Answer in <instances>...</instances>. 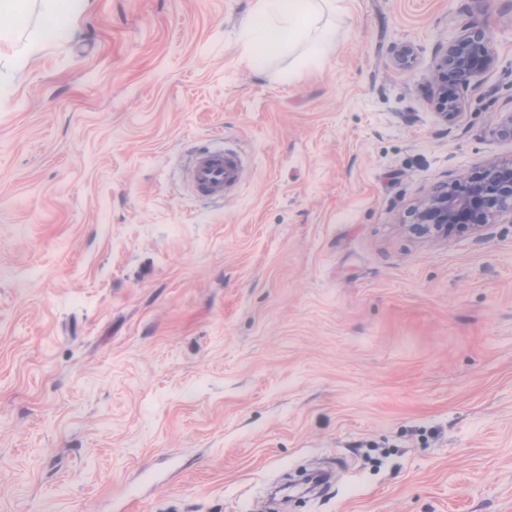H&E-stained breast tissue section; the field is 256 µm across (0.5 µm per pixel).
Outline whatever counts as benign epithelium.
<instances>
[{
	"mask_svg": "<svg viewBox=\"0 0 512 512\" xmlns=\"http://www.w3.org/2000/svg\"><path fill=\"white\" fill-rule=\"evenodd\" d=\"M487 28L475 24L456 34L438 59L433 92L438 117H461L460 92L477 85L496 65ZM501 217L512 223V159L485 164L482 175L454 180L421 200L413 208L414 234L446 238L480 231Z\"/></svg>",
	"mask_w": 512,
	"mask_h": 512,
	"instance_id": "benign-epithelium-1",
	"label": "benign epithelium"
}]
</instances>
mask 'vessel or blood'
<instances>
[{"mask_svg": "<svg viewBox=\"0 0 512 512\" xmlns=\"http://www.w3.org/2000/svg\"><path fill=\"white\" fill-rule=\"evenodd\" d=\"M244 173V157L240 151L223 144H204L191 152L187 180L197 197L215 200L231 195Z\"/></svg>", "mask_w": 512, "mask_h": 512, "instance_id": "b4317fda", "label": "vessel or blood"}]
</instances>
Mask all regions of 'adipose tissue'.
Instances as JSON below:
<instances>
[{
	"mask_svg": "<svg viewBox=\"0 0 512 512\" xmlns=\"http://www.w3.org/2000/svg\"><path fill=\"white\" fill-rule=\"evenodd\" d=\"M350 0H255L244 21L239 61L250 69L263 65L271 52L293 53L307 45L306 67H320L335 50L331 32L322 26L325 11H347ZM40 31L17 54V66L39 54L46 44L64 40L72 23L88 8L89 0H43Z\"/></svg>",
	"mask_w": 512,
	"mask_h": 512,
	"instance_id": "obj_1",
	"label": "adipose tissue"
}]
</instances>
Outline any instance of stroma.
<instances>
[{
	"mask_svg": "<svg viewBox=\"0 0 512 512\" xmlns=\"http://www.w3.org/2000/svg\"><path fill=\"white\" fill-rule=\"evenodd\" d=\"M253 5L90 0L0 57V512H252L317 461L346 476L292 512H512V223L406 229L512 158V0H351L317 75L239 63ZM220 137L244 179L196 198ZM40 31L16 54V65L23 67L30 57L39 54L49 42L62 41L72 33L71 24L88 8L89 0H43ZM496 60L489 31L481 24H473L448 40L436 64L433 84L441 120L461 117L460 91L476 86L495 67ZM244 162L242 153L223 141L221 145H200L190 155L188 184L201 199H224L242 182L246 170Z\"/></svg>",
	"mask_w": 512,
	"mask_h": 512,
	"instance_id": "obj_1",
	"label": "stroma"
}]
</instances>
